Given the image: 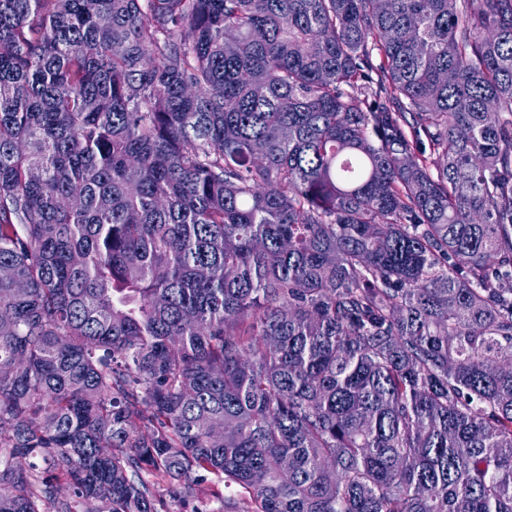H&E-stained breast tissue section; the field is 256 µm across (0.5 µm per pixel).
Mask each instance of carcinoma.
<instances>
[{
    "instance_id": "cac0c4a2",
    "label": "carcinoma",
    "mask_w": 512,
    "mask_h": 512,
    "mask_svg": "<svg viewBox=\"0 0 512 512\" xmlns=\"http://www.w3.org/2000/svg\"><path fill=\"white\" fill-rule=\"evenodd\" d=\"M0 512H512V0H0ZM158 496L166 499L168 509L174 512H192V511H207L218 512L221 503L220 500L214 497H207L205 499H188L176 498L175 500L169 498L168 486L160 484L158 488Z\"/></svg>"
}]
</instances>
